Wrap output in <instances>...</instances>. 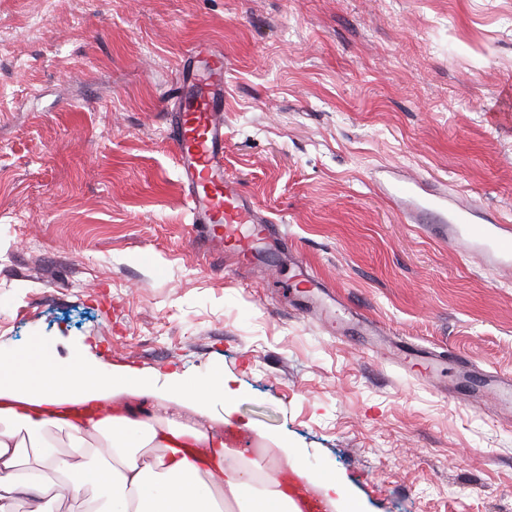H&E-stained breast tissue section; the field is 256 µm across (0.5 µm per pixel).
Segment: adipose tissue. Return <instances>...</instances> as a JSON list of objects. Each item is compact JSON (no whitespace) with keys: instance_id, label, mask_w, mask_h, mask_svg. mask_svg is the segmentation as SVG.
Wrapping results in <instances>:
<instances>
[{"instance_id":"adipose-tissue-1","label":"adipose tissue","mask_w":512,"mask_h":512,"mask_svg":"<svg viewBox=\"0 0 512 512\" xmlns=\"http://www.w3.org/2000/svg\"><path fill=\"white\" fill-rule=\"evenodd\" d=\"M117 387L143 395L149 382L134 370L116 380L39 352L0 367V512H12L19 500L29 512H50L55 487L87 512H295L276 470L178 413V406L201 408L211 395L228 394L227 384H182L170 407L144 420L126 407L103 417L59 411L107 398ZM57 434L69 439L70 451L58 448Z\"/></svg>"}]
</instances>
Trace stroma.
Returning a JSON list of instances; mask_svg holds the SVG:
<instances>
[{
    "label": "stroma",
    "mask_w": 512,
    "mask_h": 512,
    "mask_svg": "<svg viewBox=\"0 0 512 512\" xmlns=\"http://www.w3.org/2000/svg\"><path fill=\"white\" fill-rule=\"evenodd\" d=\"M224 53V170L287 247L253 268L192 227L176 63ZM391 172L512 219V0H0V356L229 378L188 410L332 512H512V271L404 218ZM437 361L418 379L422 355Z\"/></svg>",
    "instance_id": "obj_1"
}]
</instances>
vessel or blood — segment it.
Returning <instances> with one entry per match:
<instances>
[{
  "mask_svg": "<svg viewBox=\"0 0 512 512\" xmlns=\"http://www.w3.org/2000/svg\"><path fill=\"white\" fill-rule=\"evenodd\" d=\"M168 144L190 202L193 225L204 226L219 247L231 249L249 263L256 242L275 237V220L260 210L240 184L224 173V54L206 42H195L182 56L167 111ZM398 202H414L415 223L437 218L447 225L448 239L463 254H478L491 265L512 266V226L477 224L471 202L441 195L420 196L411 180L386 184ZM288 496L298 512H325L322 501L303 480L286 478Z\"/></svg>",
  "mask_w": 512,
  "mask_h": 512,
  "instance_id": "obj_1",
  "label": "vessel or blood"
}]
</instances>
